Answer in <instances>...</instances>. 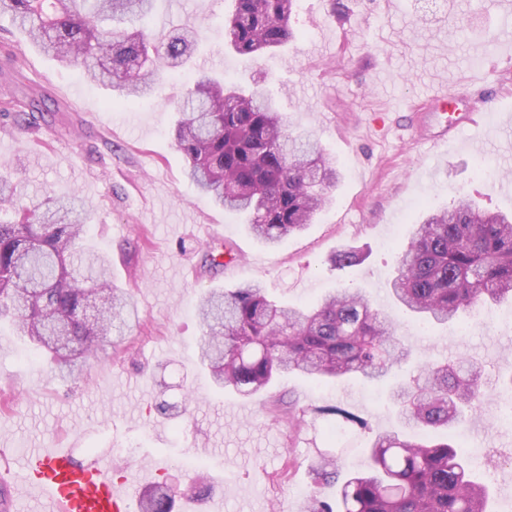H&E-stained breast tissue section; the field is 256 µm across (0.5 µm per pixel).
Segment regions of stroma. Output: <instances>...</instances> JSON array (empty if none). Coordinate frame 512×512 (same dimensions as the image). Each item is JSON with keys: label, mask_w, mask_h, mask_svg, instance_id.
I'll list each match as a JSON object with an SVG mask.
<instances>
[{"label": "stroma", "mask_w": 512, "mask_h": 512, "mask_svg": "<svg viewBox=\"0 0 512 512\" xmlns=\"http://www.w3.org/2000/svg\"><path fill=\"white\" fill-rule=\"evenodd\" d=\"M295 0L285 47L260 57L227 46L231 0H156L143 24L157 37L174 28L201 30L194 61L226 83L259 82L278 102L288 131L311 135L338 166L333 201L302 233L269 247L244 218L202 198L185 178L173 137L174 106L193 70L163 75L155 94L112 103L109 90L83 68L43 55L0 17V105L23 115L0 128V164L23 202L78 195L88 211V238L112 258V280L132 314L123 335L103 343L82 375L60 380L27 339L0 326V453L68 448L81 460L108 458L135 492L170 483L173 512L195 500L197 474L223 491V512H305L310 465L330 452L347 471L368 465L366 446L399 428L389 381H315L281 374L260 394L216 388L199 363L197 315L207 289L263 282L292 307L348 285L398 323L400 337L426 359L478 360L497 388L488 390L465 426L453 431L459 452L475 462L492 493L494 512L512 498V406L500 381L512 374V324L502 304L461 333L455 324L421 327L391 304L386 283L413 224L457 193L482 208L512 212V9L500 0ZM27 64L16 68L12 55ZM459 91L455 111L492 100L482 126L448 149L430 146L451 111L429 96ZM49 96L51 119H28L31 99ZM236 259L204 264L213 249ZM349 248L361 263L337 269ZM293 402L301 426L278 417L275 400ZM349 413L346 438L325 434L331 408Z\"/></svg>", "instance_id": "stroma-1"}]
</instances>
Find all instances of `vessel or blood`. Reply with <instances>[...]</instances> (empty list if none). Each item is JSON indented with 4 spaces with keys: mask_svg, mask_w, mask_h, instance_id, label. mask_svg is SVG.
Wrapping results in <instances>:
<instances>
[{
    "mask_svg": "<svg viewBox=\"0 0 512 512\" xmlns=\"http://www.w3.org/2000/svg\"><path fill=\"white\" fill-rule=\"evenodd\" d=\"M13 479L42 497L44 512H132L133 497L110 463L81 461L67 449L30 453Z\"/></svg>",
    "mask_w": 512,
    "mask_h": 512,
    "instance_id": "b4317fda",
    "label": "vessel or blood"
}]
</instances>
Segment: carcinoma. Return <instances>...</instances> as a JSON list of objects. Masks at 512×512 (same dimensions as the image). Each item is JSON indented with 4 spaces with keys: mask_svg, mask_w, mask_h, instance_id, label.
I'll use <instances>...</instances> for the list:
<instances>
[{
    "mask_svg": "<svg viewBox=\"0 0 512 512\" xmlns=\"http://www.w3.org/2000/svg\"><path fill=\"white\" fill-rule=\"evenodd\" d=\"M155 0H0V16L39 50L66 66L85 67L120 98L153 92L161 74L185 69L200 42L185 25L162 40L134 23ZM229 44L258 56L293 37L294 0H232ZM174 136L185 177L224 209L247 216L270 246L301 232L329 202L339 173L310 138L288 134L286 116L258 84H224L200 70L178 109ZM21 213L0 223V323L41 349L64 378L124 324V295L112 286L110 259L85 245L87 213L76 197L17 206L16 188L0 178V205ZM392 300L421 322L448 323L479 305L512 300V214L488 212L463 195L413 225L390 282ZM95 301V314L84 318ZM204 329L200 359L219 388L264 390L281 372L317 381L381 379L413 347L397 323L362 294L342 286L308 308L271 300L260 283L215 288L198 307ZM63 327L46 339V325ZM486 392L480 363L424 361L391 398L404 430L375 436L369 471L341 475L321 458L310 467L317 486L337 487L330 503L313 494L306 512H491L489 487L449 441ZM139 512H173L171 490L144 492Z\"/></svg>",
    "mask_w": 512,
    "mask_h": 512,
    "instance_id": "cac0c4a2",
    "label": "carcinoma"
}]
</instances>
